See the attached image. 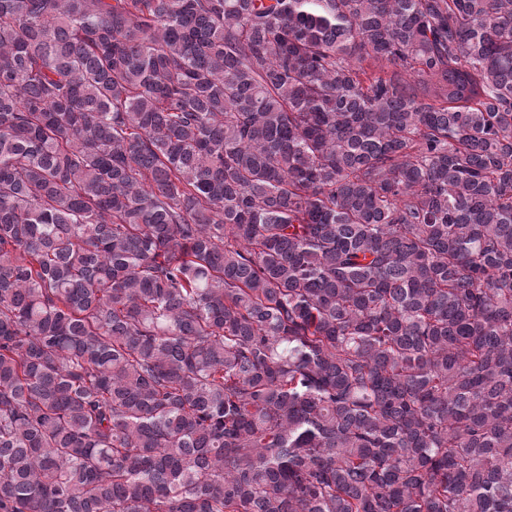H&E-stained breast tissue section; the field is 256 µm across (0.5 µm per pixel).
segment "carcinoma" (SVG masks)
I'll list each match as a JSON object with an SVG mask.
<instances>
[{"label":"carcinoma","instance_id":"cac0c4a2","mask_svg":"<svg viewBox=\"0 0 512 512\" xmlns=\"http://www.w3.org/2000/svg\"><path fill=\"white\" fill-rule=\"evenodd\" d=\"M0 512H512V0H0Z\"/></svg>","mask_w":512,"mask_h":512}]
</instances>
